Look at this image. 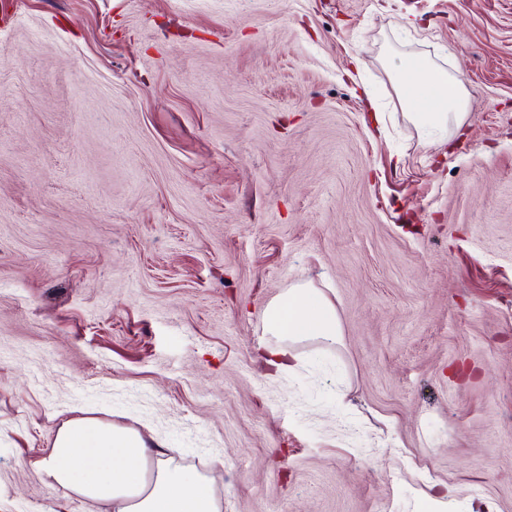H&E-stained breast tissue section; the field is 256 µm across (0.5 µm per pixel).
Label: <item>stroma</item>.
I'll return each mask as SVG.
<instances>
[{"instance_id":"1","label":"stroma","mask_w":512,"mask_h":512,"mask_svg":"<svg viewBox=\"0 0 512 512\" xmlns=\"http://www.w3.org/2000/svg\"><path fill=\"white\" fill-rule=\"evenodd\" d=\"M306 282L342 340L274 372ZM77 417L222 512H512V0H0V512H111L32 466ZM393 77L404 99L410 101L408 94L413 92L424 102L414 108L415 112H408L407 117L425 138L442 140L448 135L449 126L463 124L465 90L448 70L421 58L403 59L393 67ZM264 325L280 343L267 346L261 354L265 362L282 371L292 368L290 343L313 338L335 343L342 336L332 301L318 288L300 284L280 294L265 310Z\"/></svg>"}]
</instances>
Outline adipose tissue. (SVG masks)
Segmentation results:
<instances>
[{
  "mask_svg": "<svg viewBox=\"0 0 512 512\" xmlns=\"http://www.w3.org/2000/svg\"><path fill=\"white\" fill-rule=\"evenodd\" d=\"M401 96L416 94L419 104L408 118L430 140L443 139L465 118V90L459 79L433 62L404 59L393 68ZM264 325L277 345L266 347L265 362L290 368L291 343L313 338L336 342L342 334L332 301L320 289L300 284L273 300ZM49 486L107 503L112 512H220L210 483L166 464L131 427L93 418H74L58 429L50 451L33 463Z\"/></svg>",
  "mask_w": 512,
  "mask_h": 512,
  "instance_id": "adipose-tissue-1",
  "label": "adipose tissue"
}]
</instances>
